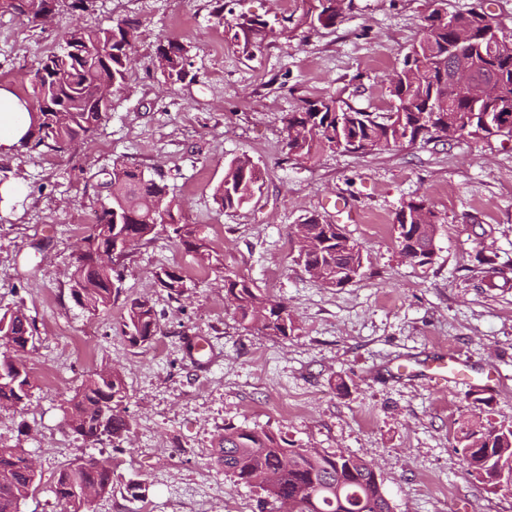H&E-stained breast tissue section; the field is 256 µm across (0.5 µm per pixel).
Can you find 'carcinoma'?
<instances>
[{"mask_svg": "<svg viewBox=\"0 0 512 512\" xmlns=\"http://www.w3.org/2000/svg\"><path fill=\"white\" fill-rule=\"evenodd\" d=\"M328 2L331 25L343 21L351 0H301L302 14L288 9L283 21L292 31L304 24L311 27L321 20L315 10ZM90 0H8L4 13L31 16L53 13L61 4L85 11ZM263 21L245 18L238 23L243 46L265 32ZM136 26L119 21L109 28L76 27L59 51L42 59L31 81L29 102L43 114L42 122L30 125L23 146L61 149L76 140L88 139L104 121L110 100L105 92L121 85L133 58L127 45L134 40ZM481 11L473 8L451 14L443 21L437 11L425 18L421 38L411 46L403 67L390 81L388 94L397 106L386 113L365 112L342 106L333 98L319 97L305 102L302 111L288 113L287 128L307 125L309 135L287 143L288 153L311 158L334 150L336 141L356 139L362 152L411 144L431 135L429 127L444 132L443 141H454L459 129L470 137H482L486 125L503 115L512 117V32L501 33L494 46L483 39ZM470 58L474 78L497 80L496 98L475 101L454 91L450 84L448 47ZM155 65L176 84L188 76L191 66L189 47L169 39L157 47ZM261 172L253 160L242 155L231 159L224 169V180L215 189L217 204L231 210L247 203L260 189ZM102 187L109 203L102 207L90 233L83 237L69 273L71 295L88 313L98 315L111 309L121 291L119 253L104 261L112 251L115 225L123 226L139 242L166 232L197 260L216 270H224V256L210 249L200 224H184L173 219L162 222L153 209L154 201L166 200L165 187L141 170L116 162L106 173ZM409 214V223L401 217ZM397 242L404 257L434 253L436 215L423 199L411 200L396 216ZM295 261L315 280L328 287H343L361 275L364 268L362 247L337 224L309 220L296 225L293 238ZM157 282L170 296L184 292L185 280L177 267L157 273ZM224 290L232 297L234 314L245 326L257 325L274 336H286L294 323L288 307L255 291L238 274L224 275ZM124 333L134 344H145L159 332L156 312L147 298L126 303ZM33 322L22 309L0 315V410L15 409L28 398L33 375L21 354L34 346ZM128 390L116 368L95 370L86 375L69 400L67 415L72 432L83 441L99 444L119 439L130 432L131 423L124 406ZM462 462L466 471L482 482L512 494V427H487L464 433ZM217 463L224 474L238 484L258 487L277 502L289 501L293 512H393L384 495L382 482L373 464L353 455L326 453L306 448H290L266 431L237 427L224 428L215 448ZM38 472L28 465L21 448H0V512H18L20 503L36 488ZM89 489L96 496L112 491V466H97L92 460L78 459L57 472L54 494L63 512H88L82 495Z\"/></svg>", "mask_w": 512, "mask_h": 512, "instance_id": "obj_1", "label": "carcinoma"}]
</instances>
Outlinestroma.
Segmentation results:
<instances>
[{
	"mask_svg": "<svg viewBox=\"0 0 512 512\" xmlns=\"http://www.w3.org/2000/svg\"><path fill=\"white\" fill-rule=\"evenodd\" d=\"M479 5L512 31V0H352L335 27L291 34L277 30L280 0H225L220 21L214 0H93L88 11L44 22L0 13V86L22 97L71 28L139 24L135 60L88 142L21 146L0 158V184L25 186L0 210V314L21 306L36 326L30 396L0 412V447L40 464L20 512H62L56 473L89 456L112 464V491L89 512H141L146 503L152 512H285L218 466L214 448L228 426L373 463L393 512H512V494L467 474L458 452L464 429L512 425V138L303 160L288 155L284 122L318 97L388 111L389 83L425 16ZM242 16L265 21L273 35L244 48L230 30ZM170 38L189 46L192 62L174 85L153 62ZM243 153L262 170L260 190L221 209L213 188ZM116 161L165 185L182 221L203 225L227 269L284 302L290 335L244 327L223 274L164 235L129 250L109 312L92 316L76 304L70 264L108 201L97 174ZM419 198L438 217L435 253L423 265L402 257L394 228L401 207ZM340 201L360 223H347ZM312 218L342 225L363 247L361 277L329 288L294 262L293 231ZM481 254L493 266L480 265ZM172 266L185 277L176 300L155 277ZM140 297L160 327L145 345L122 333L125 305ZM193 337L208 341L210 366L189 360ZM450 352L462 373L434 389L426 369ZM108 366L123 374L132 427L119 444L90 446L70 430L66 402L87 372ZM478 391L490 405L475 407Z\"/></svg>",
	"mask_w": 512,
	"mask_h": 512,
	"instance_id": "stroma-1",
	"label": "stroma"
}]
</instances>
